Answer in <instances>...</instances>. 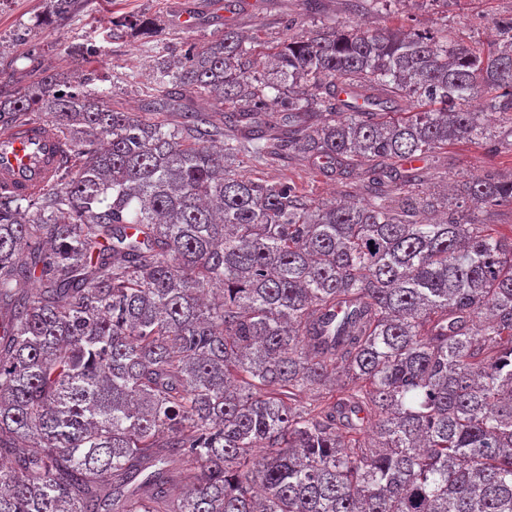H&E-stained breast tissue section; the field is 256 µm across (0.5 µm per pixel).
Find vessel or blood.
Returning a JSON list of instances; mask_svg holds the SVG:
<instances>
[{
    "instance_id": "vessel-or-blood-1",
    "label": "vessel or blood",
    "mask_w": 512,
    "mask_h": 512,
    "mask_svg": "<svg viewBox=\"0 0 512 512\" xmlns=\"http://www.w3.org/2000/svg\"><path fill=\"white\" fill-rule=\"evenodd\" d=\"M65 155L61 136L40 123L0 129V192L29 196L54 180Z\"/></svg>"
}]
</instances>
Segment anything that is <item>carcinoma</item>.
<instances>
[{"mask_svg": "<svg viewBox=\"0 0 512 512\" xmlns=\"http://www.w3.org/2000/svg\"><path fill=\"white\" fill-rule=\"evenodd\" d=\"M153 79L142 110L180 122L58 73L0 93V127L36 111L68 146L0 194V512H512V236L475 220L512 179L452 206L398 169L512 112V21L267 53L230 27ZM288 149L375 177L320 206L237 172Z\"/></svg>", "mask_w": 512, "mask_h": 512, "instance_id": "cac0c4a2", "label": "carcinoma"}]
</instances>
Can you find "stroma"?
Segmentation results:
<instances>
[{"instance_id":"stroma-1","label":"stroma","mask_w":512,"mask_h":512,"mask_svg":"<svg viewBox=\"0 0 512 512\" xmlns=\"http://www.w3.org/2000/svg\"><path fill=\"white\" fill-rule=\"evenodd\" d=\"M309 12L306 0H75L70 14L48 13L47 0H0V91L9 93L38 81L43 73L93 75L92 89L112 108L140 113L154 92L152 58L159 52L184 55L233 27L271 48L291 37L326 26L420 30L448 34L468 44L495 39L497 27L512 20V0H387L380 11L352 13L348 0H320ZM192 8L196 22L184 28L177 11ZM125 16L149 19L155 31L144 39L113 29ZM241 173L257 180H285L315 203L345 194H364L366 167L348 178L327 173L298 155L269 161L247 160ZM512 179V121L494 117L478 140L438 150L423 183L432 193L471 177Z\"/></svg>"}]
</instances>
